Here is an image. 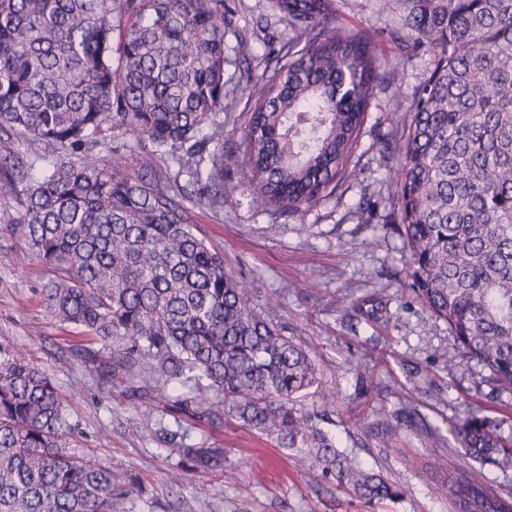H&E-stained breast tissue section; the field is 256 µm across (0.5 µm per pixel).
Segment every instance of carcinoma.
Returning a JSON list of instances; mask_svg holds the SVG:
<instances>
[{"mask_svg": "<svg viewBox=\"0 0 512 512\" xmlns=\"http://www.w3.org/2000/svg\"><path fill=\"white\" fill-rule=\"evenodd\" d=\"M388 39L433 68L392 102L403 126L395 182L411 292L448 324L458 358L512 402V0H396ZM295 40L250 81L242 155L224 153V0H0V195L23 206L28 247L55 271L51 317L92 340L77 348L101 386L117 378L176 415L160 436L199 472L224 449L188 442L193 422L233 417L302 455L369 502L401 492L296 408L317 386L307 351L252 300L224 252L199 237L186 200L237 204L224 169L243 165L254 201L290 215L336 193L371 102L403 72L331 0H272ZM129 135L134 146L121 141ZM109 347L104 353L95 347ZM66 399L18 355L0 359V512H113L112 469L69 453ZM508 418L468 410L465 454L512 468ZM457 512H512V485L462 473Z\"/></svg>", "mask_w": 512, "mask_h": 512, "instance_id": "carcinoma-1", "label": "carcinoma"}]
</instances>
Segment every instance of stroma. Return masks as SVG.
I'll list each match as a JSON object with an SVG mask.
<instances>
[{
  "instance_id": "obj_1",
  "label": "stroma",
  "mask_w": 512,
  "mask_h": 512,
  "mask_svg": "<svg viewBox=\"0 0 512 512\" xmlns=\"http://www.w3.org/2000/svg\"><path fill=\"white\" fill-rule=\"evenodd\" d=\"M224 4L231 20L226 57L248 41L247 65L262 74L269 49L287 44L290 31L283 24L264 34L254 30L253 18L269 12L270 0ZM334 7L390 53L386 31L399 18L394 0H334ZM391 95L384 90L373 102L354 156L359 173L335 196L276 218L257 206L245 169L237 167L224 173L237 206L218 212L194 207L190 215L196 232L223 250L228 269L251 285L254 304L309 353L319 392L336 397L327 409L319 393H311L299 399L298 409L313 415L341 450L399 486L402 495L393 501L366 503L308 470L296 452L233 420L219 430L203 423L191 430L195 441L223 447V470L189 471L182 484L172 485L168 476L181 458L157 433L170 413L130 396L125 384L95 386L89 365L70 347L69 331L44 309L42 288L53 271L21 237L19 201L0 198V349L54 379L67 400L76 452L110 466L125 490L115 512H456L447 482L460 472L512 484V468L473 461L452 433L457 418L483 402L476 390L481 373L472 362L448 370L442 358L454 348L448 325L408 290V251L389 176L399 158L381 156L393 130ZM361 202L374 210L372 223L358 222Z\"/></svg>"
}]
</instances>
